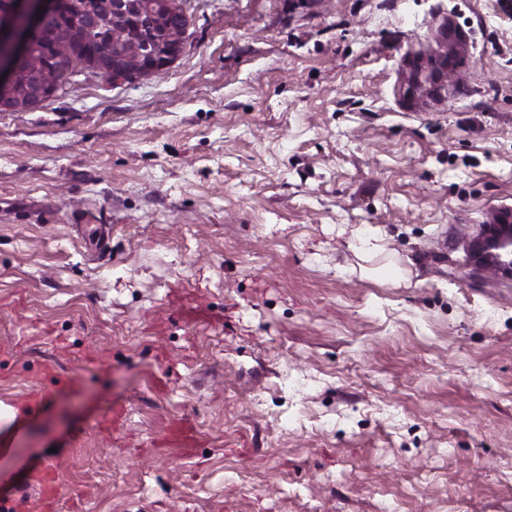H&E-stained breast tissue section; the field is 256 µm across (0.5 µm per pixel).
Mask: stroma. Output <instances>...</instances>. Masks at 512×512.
<instances>
[{
  "instance_id": "stroma-1",
  "label": "stroma",
  "mask_w": 512,
  "mask_h": 512,
  "mask_svg": "<svg viewBox=\"0 0 512 512\" xmlns=\"http://www.w3.org/2000/svg\"><path fill=\"white\" fill-rule=\"evenodd\" d=\"M182 6L160 74L0 112V504L48 468L61 512H512V277L471 257L512 205V0ZM159 441L164 445L175 444L188 451L196 445L198 434L189 421L177 418Z\"/></svg>"
}]
</instances>
